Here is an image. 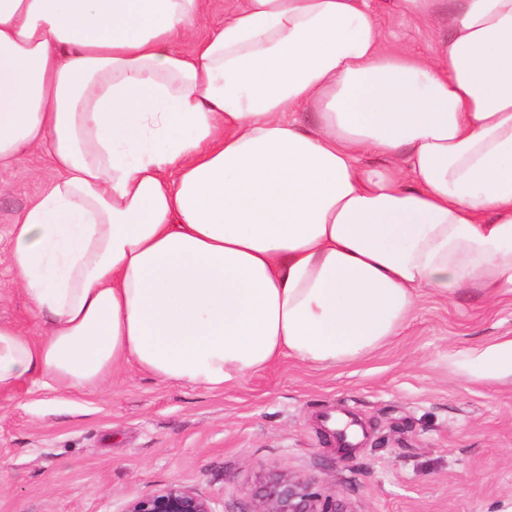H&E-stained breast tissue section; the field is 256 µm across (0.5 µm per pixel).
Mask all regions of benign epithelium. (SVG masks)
I'll return each instance as SVG.
<instances>
[{"mask_svg": "<svg viewBox=\"0 0 512 512\" xmlns=\"http://www.w3.org/2000/svg\"><path fill=\"white\" fill-rule=\"evenodd\" d=\"M120 512H214L210 500L178 482L125 502ZM256 512H349L344 503L323 496L301 476L276 474L266 480Z\"/></svg>", "mask_w": 512, "mask_h": 512, "instance_id": "obj_1", "label": "benign epithelium"}]
</instances>
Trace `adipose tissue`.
Masks as SVG:
<instances>
[{"label":"adipose tissue","mask_w":512,"mask_h":512,"mask_svg":"<svg viewBox=\"0 0 512 512\" xmlns=\"http://www.w3.org/2000/svg\"><path fill=\"white\" fill-rule=\"evenodd\" d=\"M208 2L0 0V165L57 170L12 226L45 331L0 324L1 394L328 368L422 293L512 288V0H394L430 56L370 0H224L201 36ZM458 369L512 377V337ZM224 24V0H211L198 22V33L203 35ZM371 4L378 14L392 50L397 51L408 46L422 52L429 50V45L433 42V35L409 17L397 12L393 8L392 0H372Z\"/></svg>","instance_id":"adipose-tissue-1"}]
</instances>
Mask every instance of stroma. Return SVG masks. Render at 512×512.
Listing matches in <instances>:
<instances>
[{
  "instance_id": "35a3bbf8",
  "label": "stroma",
  "mask_w": 512,
  "mask_h": 512,
  "mask_svg": "<svg viewBox=\"0 0 512 512\" xmlns=\"http://www.w3.org/2000/svg\"><path fill=\"white\" fill-rule=\"evenodd\" d=\"M392 50L432 34L371 0ZM56 170L38 153L0 169V322L43 332L9 264L10 231ZM512 337V292L424 294L398 336L317 368L280 359L208 390L126 367L96 391L25 384L0 395V512H119L179 482L215 512H255L268 476L309 478L350 512H512V378L457 364ZM361 427L341 445L329 416Z\"/></svg>"
}]
</instances>
